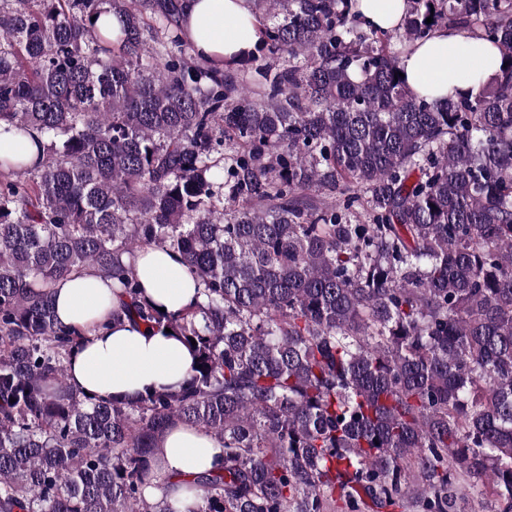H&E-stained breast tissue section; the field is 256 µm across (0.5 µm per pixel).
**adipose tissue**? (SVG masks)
Masks as SVG:
<instances>
[{
    "mask_svg": "<svg viewBox=\"0 0 512 512\" xmlns=\"http://www.w3.org/2000/svg\"><path fill=\"white\" fill-rule=\"evenodd\" d=\"M356 9L363 27L392 31L402 23L405 2L357 0ZM182 19L197 51L210 60L232 59L254 50L259 41L249 0H183ZM500 59L497 48L467 30L443 27L415 42L402 68L414 92L440 99L449 87L467 89V82L459 78L462 67L487 76L498 70ZM133 267L145 298L166 314L202 300L196 280L168 251L144 247ZM53 299L61 324L84 335L67 359V382L79 392L99 400L131 399L164 386L181 387L188 377L194 354L182 339L162 328L113 320L121 293L111 279L87 271L71 274L57 283ZM155 458L159 479L145 489L144 496L150 501H175L183 495L184 481L222 467L224 448L210 433L175 423L160 436Z\"/></svg>",
    "mask_w": 512,
    "mask_h": 512,
    "instance_id": "adipose-tissue-1",
    "label": "adipose tissue"
}]
</instances>
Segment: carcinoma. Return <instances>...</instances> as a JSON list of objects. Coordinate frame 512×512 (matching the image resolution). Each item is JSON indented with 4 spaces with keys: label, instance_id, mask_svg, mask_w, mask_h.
Here are the masks:
<instances>
[{
    "label": "carcinoma",
    "instance_id": "cac0c4a2",
    "mask_svg": "<svg viewBox=\"0 0 512 512\" xmlns=\"http://www.w3.org/2000/svg\"><path fill=\"white\" fill-rule=\"evenodd\" d=\"M354 5L256 0V49L219 68L182 0H0V124L44 138L0 158V512H467L461 475L512 512V0H406L395 32ZM441 26L504 65L414 93L402 58ZM150 244L202 303L141 298ZM86 270L112 320L196 341L179 390L67 384L51 288ZM176 421L224 466L149 502Z\"/></svg>",
    "mask_w": 512,
    "mask_h": 512
}]
</instances>
